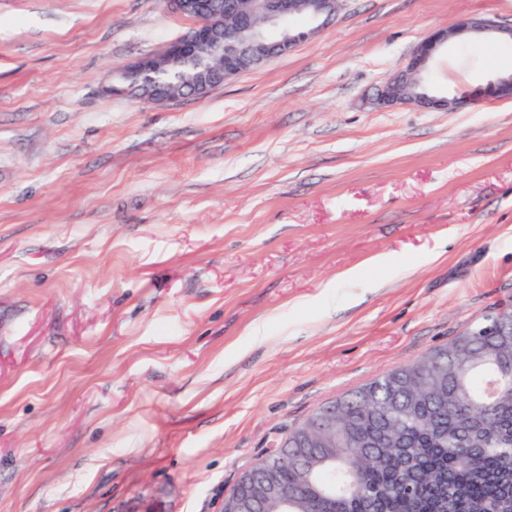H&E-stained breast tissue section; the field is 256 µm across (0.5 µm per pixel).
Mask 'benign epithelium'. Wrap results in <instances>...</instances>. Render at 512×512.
I'll list each match as a JSON object with an SVG mask.
<instances>
[{
    "label": "benign epithelium",
    "instance_id": "1",
    "mask_svg": "<svg viewBox=\"0 0 512 512\" xmlns=\"http://www.w3.org/2000/svg\"><path fill=\"white\" fill-rule=\"evenodd\" d=\"M166 4L171 12L195 18L198 24L162 53L117 69L119 78L141 89L142 97L152 103L202 97L262 61L287 54L310 35L291 27L290 21L307 16L325 25L336 15L339 0H166ZM487 33L512 40V28H498L478 18L460 20L428 35L379 91L378 102L455 110L486 99H511L512 75L498 76L463 97H435L423 90L422 76L448 39ZM283 500L282 487L268 469L260 497L245 491L223 501L221 512H267L268 505L278 506Z\"/></svg>",
    "mask_w": 512,
    "mask_h": 512
}]
</instances>
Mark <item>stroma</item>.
<instances>
[{
    "instance_id": "1",
    "label": "stroma",
    "mask_w": 512,
    "mask_h": 512,
    "mask_svg": "<svg viewBox=\"0 0 512 512\" xmlns=\"http://www.w3.org/2000/svg\"><path fill=\"white\" fill-rule=\"evenodd\" d=\"M466 18L510 28L512 0H341L147 104L114 71L193 19L0 0V512H217L321 405L512 308V99L374 102ZM506 71L512 41L455 39L425 85Z\"/></svg>"
}]
</instances>
